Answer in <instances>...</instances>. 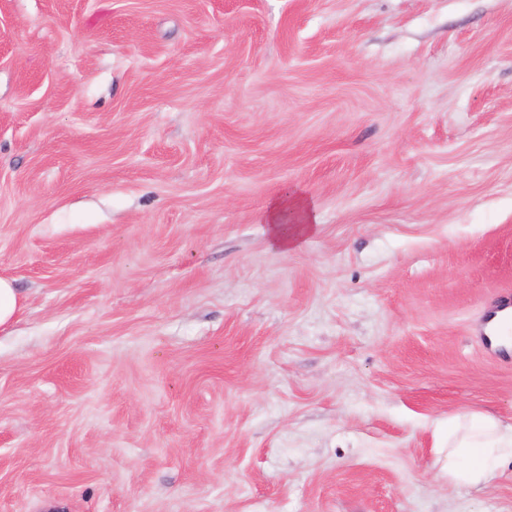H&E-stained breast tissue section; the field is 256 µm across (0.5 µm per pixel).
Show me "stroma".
<instances>
[{"label":"stroma","instance_id":"obj_1","mask_svg":"<svg viewBox=\"0 0 512 512\" xmlns=\"http://www.w3.org/2000/svg\"><path fill=\"white\" fill-rule=\"evenodd\" d=\"M0 277V512H512V0H0ZM266 219L273 243L285 250L297 247L316 228L314 204L296 193L272 200ZM24 302L13 283L0 277V330L17 321ZM512 458V423L472 414L464 422L448 423V476L476 485L487 482L500 461Z\"/></svg>","mask_w":512,"mask_h":512}]
</instances>
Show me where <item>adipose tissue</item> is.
<instances>
[{
    "instance_id": "adipose-tissue-1",
    "label": "adipose tissue",
    "mask_w": 512,
    "mask_h": 512,
    "mask_svg": "<svg viewBox=\"0 0 512 512\" xmlns=\"http://www.w3.org/2000/svg\"><path fill=\"white\" fill-rule=\"evenodd\" d=\"M272 241L282 249L297 247L315 230V207L293 193L272 200L266 212ZM512 458V423L485 414L470 415L448 425L449 477L476 485L487 482L500 461Z\"/></svg>"
}]
</instances>
